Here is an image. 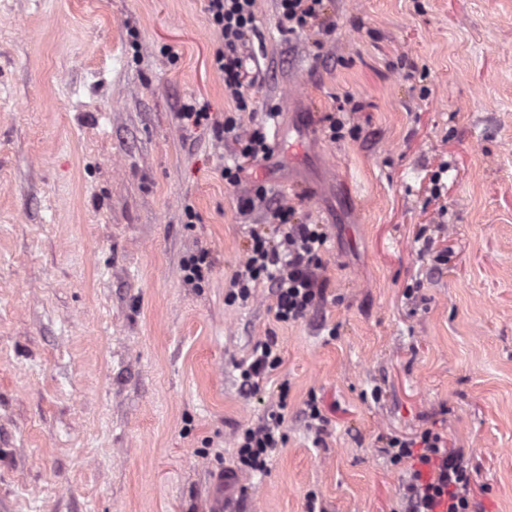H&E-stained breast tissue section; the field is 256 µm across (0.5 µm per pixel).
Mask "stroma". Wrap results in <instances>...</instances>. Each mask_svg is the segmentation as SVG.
<instances>
[{
    "mask_svg": "<svg viewBox=\"0 0 512 512\" xmlns=\"http://www.w3.org/2000/svg\"><path fill=\"white\" fill-rule=\"evenodd\" d=\"M206 5L0 0V512H206L283 382L287 441L242 512H400L384 448L427 427L476 512H512V0H324L319 49L257 0L254 108L315 115L253 171L328 230V300L295 323L266 288L225 300L249 224L232 142L178 117L233 107ZM349 102L357 135L329 141ZM270 337L282 363L246 392ZM346 112L348 111H346L344 107L340 106L336 113H328L324 117V122L327 123L324 125V132L326 134V137H328L330 141L335 142L336 140H339L342 137H344L346 133L344 132L345 130L349 132L350 135H355V133L357 132L358 128L355 126H351L349 129L346 128L347 124H349L346 115L348 113ZM208 267V252L201 250L194 253L183 262L184 279L188 282H200L204 279V272ZM305 421L310 430H314L315 436H320L329 423L316 396L311 395L304 409Z\"/></svg>",
    "mask_w": 512,
    "mask_h": 512,
    "instance_id": "35a3bbf8",
    "label": "stroma"
}]
</instances>
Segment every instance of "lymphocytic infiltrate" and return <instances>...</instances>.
Instances as JSON below:
<instances>
[{
    "label": "lymphocytic infiltrate",
    "instance_id": "lymphocytic-infiltrate-1",
    "mask_svg": "<svg viewBox=\"0 0 512 512\" xmlns=\"http://www.w3.org/2000/svg\"><path fill=\"white\" fill-rule=\"evenodd\" d=\"M256 0H207L211 29L220 43L212 65L224 79V95L234 104L222 118L212 117L205 107L182 104L179 117L188 125L210 126L220 138L231 139L234 160L224 165V182L239 191L238 212L248 217L261 213L263 220L250 225L246 258L229 281L227 301L248 300L256 288L271 289L275 317L295 322L317 311L327 300V283L322 276L328 234L324 225L301 220L293 205L279 198L264 182L246 179L253 166L273 156L271 128L279 116L277 107L259 115L249 112L246 87L262 82L260 68L249 51L256 28ZM323 10V0H276L279 29L296 36L314 27ZM282 358L274 339L257 342L249 363L240 372L245 389L256 390ZM284 415L268 411L262 423L242 429L235 437L239 469L265 473L276 448L282 447ZM393 465L410 464L405 512H471L474 489L462 450L450 447L447 437L427 428L415 436H392L386 450Z\"/></svg>",
    "mask_w": 512,
    "mask_h": 512
}]
</instances>
